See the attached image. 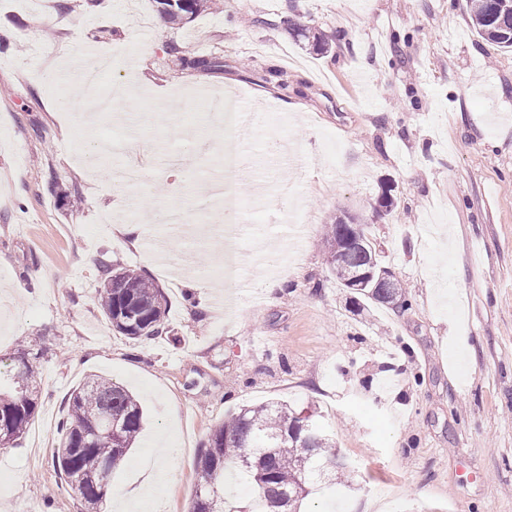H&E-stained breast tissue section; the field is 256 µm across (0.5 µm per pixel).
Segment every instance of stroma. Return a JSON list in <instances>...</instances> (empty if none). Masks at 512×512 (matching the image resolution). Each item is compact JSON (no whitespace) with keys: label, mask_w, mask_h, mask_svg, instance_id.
<instances>
[{"label":"stroma","mask_w":512,"mask_h":512,"mask_svg":"<svg viewBox=\"0 0 512 512\" xmlns=\"http://www.w3.org/2000/svg\"><path fill=\"white\" fill-rule=\"evenodd\" d=\"M159 15L155 0H0V361L38 354L43 391L30 431L0 446V512H81L33 432L57 446L92 374L145 410L112 473L134 508L187 512L212 430L276 399L315 409L348 464L337 498L310 495L304 512H512V53L478 36L466 0H224L161 31ZM296 19L331 36L327 53ZM100 40L122 53L97 92L126 97L90 125L74 74ZM174 49L209 64L179 66ZM226 89L230 132L213 119ZM195 122L201 146L182 135ZM229 134L250 230L236 277L202 295L191 282L224 263L208 182ZM385 191L396 208L375 212ZM174 210L195 222L169 223ZM344 212L408 309L349 310L326 263ZM105 264L163 288L174 339L99 335ZM268 278L282 290L266 294Z\"/></svg>","instance_id":"35a3bbf8"}]
</instances>
